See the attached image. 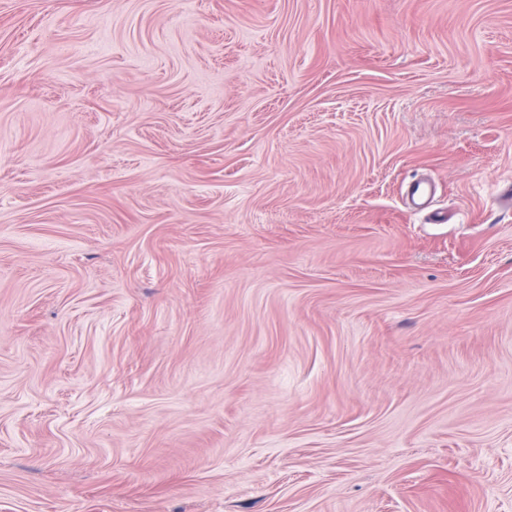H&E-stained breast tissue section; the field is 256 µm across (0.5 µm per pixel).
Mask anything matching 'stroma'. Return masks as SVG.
<instances>
[{"label": "stroma", "mask_w": 512, "mask_h": 512, "mask_svg": "<svg viewBox=\"0 0 512 512\" xmlns=\"http://www.w3.org/2000/svg\"><path fill=\"white\" fill-rule=\"evenodd\" d=\"M510 183L512 0H0V512H512Z\"/></svg>", "instance_id": "35a3bbf8"}]
</instances>
